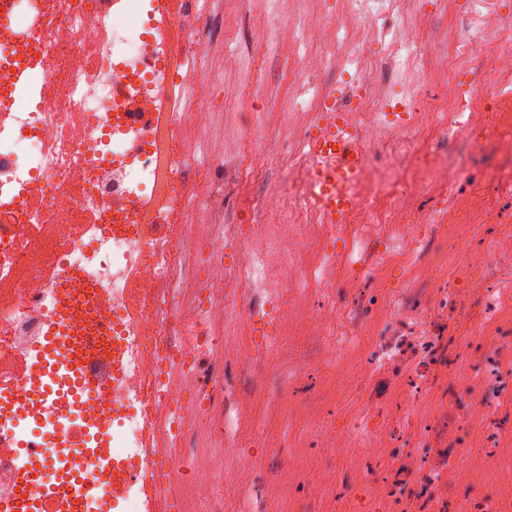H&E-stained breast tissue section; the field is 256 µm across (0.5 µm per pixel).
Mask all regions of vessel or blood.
I'll return each mask as SVG.
<instances>
[{"label": "vessel or blood", "instance_id": "obj_1", "mask_svg": "<svg viewBox=\"0 0 512 512\" xmlns=\"http://www.w3.org/2000/svg\"><path fill=\"white\" fill-rule=\"evenodd\" d=\"M36 63L27 51L0 52V64L10 72L0 83V101L27 90V75ZM353 139L346 108L335 94H327L308 140V165L309 201L328 224L359 203L354 185L361 160L350 151ZM109 342V337L55 311L37 359L15 381L12 396L0 401V425H10L6 431L0 428V453L16 460L22 491L14 512H59V501L46 484L51 476L65 480L72 500L100 504L97 488L84 475L92 459L82 411L88 406L100 411L112 407ZM173 454L168 441L155 438L131 462L134 470L150 462L155 472L154 480L143 487L142 512H156L158 493L175 484L176 474L168 467Z\"/></svg>", "mask_w": 512, "mask_h": 512}]
</instances>
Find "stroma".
<instances>
[{
  "label": "stroma",
  "instance_id": "35a3bbf8",
  "mask_svg": "<svg viewBox=\"0 0 512 512\" xmlns=\"http://www.w3.org/2000/svg\"><path fill=\"white\" fill-rule=\"evenodd\" d=\"M193 8L205 31L182 59L184 85L168 109L183 111L187 85L209 86L200 122L184 131L190 151L201 152L208 141L215 147L201 175L216 193L194 211L183 244L197 259L210 238L223 237V266H200L202 281L231 279L246 260L242 226H250L257 249L275 248L267 204L277 200L285 215L306 205L309 186L296 167L306 160L302 137L316 118L319 96L344 92L359 74L373 106L480 101V114L439 125L399 162L378 137L365 138L388 184L401 190L395 201L400 223L447 224L481 211L469 238L477 253L492 247L499 225L512 224V186L504 185L500 156L489 146L496 113H512V76L494 61L503 48L495 39L499 16L512 13V0H384L374 48L356 67L347 59L359 55L357 32L365 19L348 0H195ZM452 38L486 48L452 65ZM448 163L457 179L444 188ZM294 236L292 252L270 278L232 282L213 300L194 287L183 291L176 313L201 346L182 386L198 411L177 437L181 493L170 512H336L335 489L310 494L288 481L292 468L336 470L327 449L310 446L309 428L294 411L305 402L326 421L336 420V401L325 393L336 375V351L327 342L336 328L313 331L305 319L327 298L317 271L332 276L346 261L368 268L377 258L363 244L350 249L342 238H321L313 224L297 225ZM287 301L298 311L297 322L268 327L270 308ZM292 345L315 363L304 388L292 382ZM229 467L239 472L232 484L224 481Z\"/></svg>",
  "mask_w": 512,
  "mask_h": 512
}]
</instances>
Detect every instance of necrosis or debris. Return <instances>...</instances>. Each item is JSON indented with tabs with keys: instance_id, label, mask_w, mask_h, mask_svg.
Returning <instances> with one entry per match:
<instances>
[{
	"instance_id": "4bbe7bcc",
	"label": "necrosis or debris",
	"mask_w": 512,
	"mask_h": 512,
	"mask_svg": "<svg viewBox=\"0 0 512 512\" xmlns=\"http://www.w3.org/2000/svg\"><path fill=\"white\" fill-rule=\"evenodd\" d=\"M16 0L18 31L46 67L31 78L35 98L0 104V379L21 375L46 335L48 308L71 271L85 275L90 301L111 318V458L165 436L173 417L150 412L191 365L169 308L172 279L196 283L179 224L207 196L189 180L182 146L189 112L167 111L178 50L175 31H198L175 0ZM497 250L475 257L464 225L414 233L378 225L374 237L401 244L403 288L357 299L336 287L312 318L336 325L329 337L342 368L340 448L369 452L328 483L355 512H512V289L490 282L512 261V226ZM485 469L461 496L453 491L473 451Z\"/></svg>"
}]
</instances>
